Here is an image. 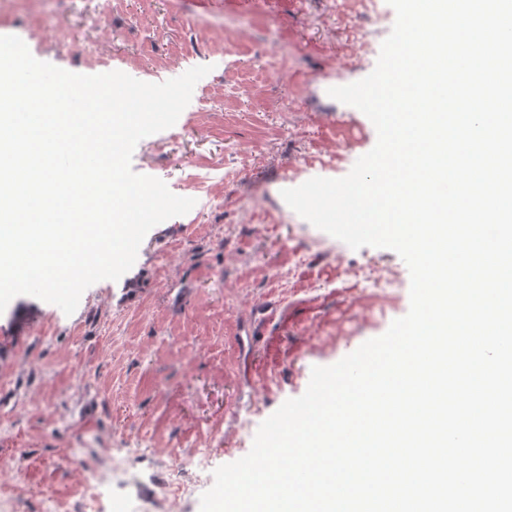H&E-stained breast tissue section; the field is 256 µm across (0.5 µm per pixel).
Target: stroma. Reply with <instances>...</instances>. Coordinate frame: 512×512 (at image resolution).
Instances as JSON below:
<instances>
[{"instance_id": "1", "label": "stroma", "mask_w": 512, "mask_h": 512, "mask_svg": "<svg viewBox=\"0 0 512 512\" xmlns=\"http://www.w3.org/2000/svg\"><path fill=\"white\" fill-rule=\"evenodd\" d=\"M361 20L339 0H51L0 13V35L38 60L149 83L207 65L176 124L140 140L136 173L194 198L153 227L119 280L84 291L72 315L30 295L0 312V484L22 481L29 512L66 508L80 489L71 462L99 464L104 444L133 451L126 490L157 501L193 480L168 451L197 447L212 426L217 464L243 457L260 424L301 396L316 366L382 335L410 306L409 281L376 295L348 266L405 272L392 250L349 248L283 200L313 177L340 178L377 140L370 119L327 97V83L370 74Z\"/></svg>"}]
</instances>
